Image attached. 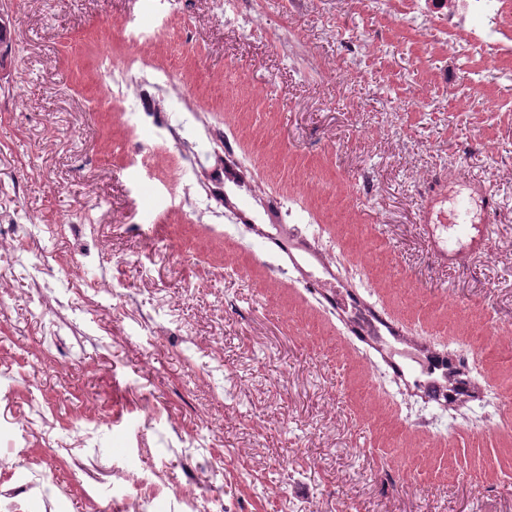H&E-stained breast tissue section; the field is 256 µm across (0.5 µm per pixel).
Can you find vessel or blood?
Listing matches in <instances>:
<instances>
[{"instance_id":"obj_1","label":"vessel or blood","mask_w":512,"mask_h":512,"mask_svg":"<svg viewBox=\"0 0 512 512\" xmlns=\"http://www.w3.org/2000/svg\"><path fill=\"white\" fill-rule=\"evenodd\" d=\"M494 206L495 197L485 180L438 178L420 210L421 223L434 228L428 236L433 251L449 264H469L487 246V218Z\"/></svg>"}]
</instances>
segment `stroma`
<instances>
[{"label":"stroma","mask_w":512,"mask_h":512,"mask_svg":"<svg viewBox=\"0 0 512 512\" xmlns=\"http://www.w3.org/2000/svg\"><path fill=\"white\" fill-rule=\"evenodd\" d=\"M399 2L233 0L260 17L244 32L217 0H9L0 226L91 234L41 236L23 263L0 249V493L44 474L57 512H113L73 462L94 456L224 512H512V56L450 53L459 31L424 47ZM162 68L150 93L184 92L182 111H131L132 80ZM440 171L498 200L465 267L419 221ZM94 276L128 301L86 302ZM340 292L457 358L469 396L412 390ZM60 301L83 339L68 354Z\"/></svg>","instance_id":"1"}]
</instances>
